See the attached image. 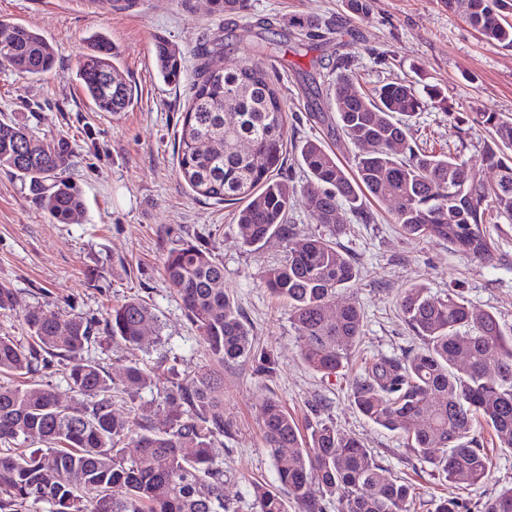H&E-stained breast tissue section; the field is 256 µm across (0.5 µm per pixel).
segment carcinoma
<instances>
[{
    "instance_id": "cac0c4a2",
    "label": "carcinoma",
    "mask_w": 512,
    "mask_h": 512,
    "mask_svg": "<svg viewBox=\"0 0 512 512\" xmlns=\"http://www.w3.org/2000/svg\"><path fill=\"white\" fill-rule=\"evenodd\" d=\"M443 4L462 12L488 42L512 46V0ZM317 27L296 19L259 57H246L233 69L213 73L201 64L179 131L177 166L194 193L237 206L246 245L272 237L285 243L284 258L263 271V282L288 303L308 368L333 374L348 362L363 323L359 304L336 306L339 290L359 274L336 242L343 231L341 206L367 222L366 200L386 201L406 237L436 238L481 264L494 262L495 246L484 224L491 211L512 221V118L499 112L477 118L489 136L484 161L496 173L489 182L460 150L436 155L411 144L409 120L424 107L423 97L446 103L435 86H427L424 96L402 80L363 92L354 85L349 57L342 56L332 79L336 126L359 151L348 168L320 140H303L295 151L308 181L300 188L290 185L279 176L288 115L261 56L288 52L289 43ZM87 41L90 51L75 70L83 93L101 112L125 111L132 87L106 82L107 73L119 74L116 46L102 32ZM0 44L9 47L0 55L1 67L31 79L55 67L46 38L17 22L0 19ZM155 66L164 83H180L179 50L157 44ZM243 142L252 147L244 158L234 152ZM366 142L375 149L361 151ZM72 153L64 135L41 139L23 123L0 119V169L29 185L59 224L83 210L79 189L65 176ZM300 195L327 233L297 237L288 212ZM164 266L213 364L170 382L150 418L122 419L112 412V390L120 386L134 394L150 385L151 371L131 364L114 377L83 358L99 334L84 318L32 309L23 314L28 344L0 336V377L30 375L57 362L73 394L66 403L49 386L0 382V445L7 448L0 453V512H26L28 504L40 501L51 512H234L224 499V467L212 452L215 438L227 430L222 368L226 361L251 357L258 372L271 376L277 362L254 348L250 329L222 287L224 267L208 248L183 243L168 252ZM398 306L421 346L365 368L352 384V402L373 424L402 432L409 450L448 482L478 485L491 466L479 447L478 423L492 429L497 447L512 450V327L474 310L457 293L438 298L420 285L406 289ZM154 321L146 303L128 298L112 306L106 339L115 346L138 344ZM260 414L279 486H254L256 512H288L290 502L303 512H322L327 494L338 496L339 512H407L412 487L389 478L359 439L323 420L303 435L270 397L261 402ZM31 436L44 447H26ZM73 473L80 482L70 480ZM482 512H512V487L488 500Z\"/></svg>"
}]
</instances>
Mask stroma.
Segmentation results:
<instances>
[{
  "label": "stroma",
  "instance_id": "1",
  "mask_svg": "<svg viewBox=\"0 0 512 512\" xmlns=\"http://www.w3.org/2000/svg\"><path fill=\"white\" fill-rule=\"evenodd\" d=\"M247 4L245 12L225 15L211 0H119L108 13L85 0H0V19L41 33L56 55L55 71L40 81L0 67V113L39 137H68L74 156L66 175L85 204L71 223H52L28 186L0 169V285L16 297L14 310H0V334L28 343L22 315L31 309L98 323L112 305L130 297L143 300L158 322L141 344L96 342L83 355L112 373L131 362L153 370V387L134 397L119 391L112 400L119 416L153 415L159 387L209 361L164 272L170 248L186 241L204 244L224 266V288L249 323L256 349L270 351L278 363L270 377L258 374L248 358L224 366L228 430L216 439L213 453L224 465V496L235 512H255L254 485L277 483L260 418L266 397L279 401L299 428L320 418L362 440L390 477L414 488L409 512H433L447 497L456 498L461 512H482L489 499L512 486V451L497 448L490 428H483L481 440L492 461L489 476L475 486H457L417 460L401 432L367 421L352 404L350 389L377 358H399L419 347L397 305L411 285L439 298L460 292L474 309L512 326V222L490 217L486 230L496 261L487 266L446 242L407 239L387 203L370 200L366 224L343 212L337 242L360 274L338 299L359 303L363 335L348 365L323 375L303 363L286 304L260 280L266 267L283 258V243L272 238L257 249L245 246L230 208L199 198L179 177L175 137L203 62L199 50L209 49L204 61L210 67H231L289 20L310 18L329 22V30L298 50L265 60L283 96L289 139L321 140L341 161L351 160L355 149L336 129L328 90L337 57L346 55L357 86L365 90L421 70L425 83L442 88L448 106L429 105L418 113L412 129L416 144L435 153L461 148L479 168L487 133L474 116L512 115V48L488 43L441 0H371L363 21L349 20L342 0ZM95 31L112 39L120 72L134 91L131 106L116 116L98 111L74 79L86 38ZM160 40L183 56L178 85L163 83L154 68ZM313 111L324 113V121L311 120Z\"/></svg>",
  "mask_w": 512,
  "mask_h": 512
}]
</instances>
